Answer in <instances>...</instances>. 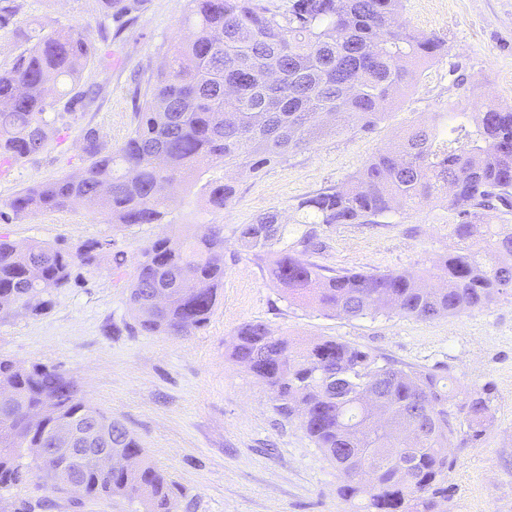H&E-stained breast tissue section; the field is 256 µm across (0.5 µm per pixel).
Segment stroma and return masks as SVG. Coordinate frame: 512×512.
I'll return each mask as SVG.
<instances>
[{"label": "stroma", "instance_id": "stroma-1", "mask_svg": "<svg viewBox=\"0 0 512 512\" xmlns=\"http://www.w3.org/2000/svg\"><path fill=\"white\" fill-rule=\"evenodd\" d=\"M0 27V68L27 47L25 36L74 27L112 55L88 65L81 83L96 91L81 113L41 153L0 168V212L35 181L82 166L81 131L92 127L121 145L136 125L147 79L185 36L188 0H143L123 30L106 26L98 0H15ZM402 18L444 38L448 53L425 65L396 108L363 132L347 128L238 178L224 210L207 209V184L223 165L175 187L166 223L117 227L91 208L13 215L0 221L9 240L105 242L100 269L58 294L45 314L0 321V356L57 368L93 407L120 420L164 473L174 512H354L337 494L340 475L299 422L281 418L270 390L231 357L244 322L305 344L332 339L402 367L449 376L456 392L491 385L494 424L482 442L450 445L452 496L445 512H512V291L482 310L419 321L396 314L345 318L288 300L264 260L241 246L234 229L270 210L281 212L287 240L303 227L299 202L355 175L379 149L431 113L457 106L512 107V0H402ZM224 227V286L207 325L189 336L136 331L127 282L142 249L184 225ZM322 247L310 259L327 268L408 271L432 268L454 241L446 210L396 211L375 224L318 225ZM122 254V268L111 258ZM7 512H138L124 499L60 492L39 476L0 495Z\"/></svg>", "mask_w": 512, "mask_h": 512}]
</instances>
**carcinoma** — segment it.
<instances>
[{
  "label": "carcinoma",
  "mask_w": 512,
  "mask_h": 512,
  "mask_svg": "<svg viewBox=\"0 0 512 512\" xmlns=\"http://www.w3.org/2000/svg\"><path fill=\"white\" fill-rule=\"evenodd\" d=\"M140 0H100L104 17L121 29ZM401 0H190L187 36L162 65L138 124L122 145L107 146L97 130H83L88 163L51 181L24 187L12 211L36 214L98 209L110 224H160L170 189L214 164L239 174L294 150H306L345 127L368 131L410 89L416 67L448 53L447 41L413 31L400 20ZM31 46L0 69V166L45 149L52 132L69 128L93 92L80 85L88 62L110 64L73 28L29 37ZM69 86L64 112L52 93ZM61 128H54L56 123ZM235 197L234 178L209 186L206 203L222 210ZM439 205L453 218V253L434 271H333L296 256L316 247L315 231L296 246L283 242L285 224L271 210L235 229L256 256H270L269 273L288 299L346 318L397 314L429 321L483 309L512 288V228L471 243L485 212L512 213V109L485 104L474 119L451 108L413 126L370 157L347 184L302 200L305 224H374L396 208ZM103 243L79 244L0 238V318L20 310L44 313L52 297L84 270L100 266ZM224 286V225L162 236L144 248L134 269L128 304L140 330L188 336L203 328ZM167 289L156 308L149 290ZM232 358L271 391L278 414L301 418L308 437L342 475L338 495L368 500L366 512H443L446 477L454 466L448 445H474L492 426L489 385L466 393L456 409L449 378L430 370L378 363L349 343L300 344L276 336L262 321L241 325ZM15 405L0 407V491L30 475L76 473L94 498H126L142 512H173L166 476L118 421L112 449L137 457L128 470L101 472L92 460L27 461L26 449L50 448L53 421L83 422L97 409L79 397L53 367H28L0 357V387ZM47 417L31 423L27 412Z\"/></svg>",
  "instance_id": "1"
}]
</instances>
